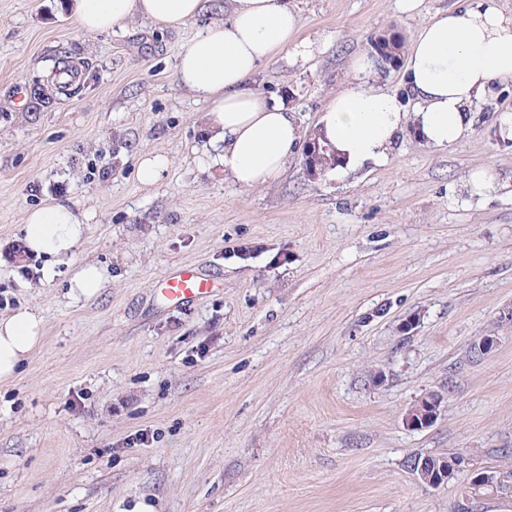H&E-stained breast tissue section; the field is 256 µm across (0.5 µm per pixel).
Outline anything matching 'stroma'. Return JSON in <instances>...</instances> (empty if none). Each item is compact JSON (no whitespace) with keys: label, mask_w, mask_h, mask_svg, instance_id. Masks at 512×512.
Instances as JSON below:
<instances>
[{"label":"stroma","mask_w":512,"mask_h":512,"mask_svg":"<svg viewBox=\"0 0 512 512\" xmlns=\"http://www.w3.org/2000/svg\"><path fill=\"white\" fill-rule=\"evenodd\" d=\"M454 2L288 0L317 54H275L252 85L311 134L371 40L408 44ZM229 4L206 0L175 29L89 33L65 0H0V315L44 319L0 383V512H512V195L450 199L475 168L512 178L496 134L512 85L482 97L447 152L408 134L385 165L316 179L298 153L246 189L201 153L207 106L175 77L181 45ZM66 64L78 95L55 89ZM146 153L171 160L150 186ZM49 202L87 229L48 283L22 224ZM86 261L106 282L71 299ZM185 263L219 280L186 310L155 287ZM431 393L436 422L408 427ZM414 454L466 464L430 487ZM481 471L499 484L473 488Z\"/></svg>","instance_id":"stroma-1"}]
</instances>
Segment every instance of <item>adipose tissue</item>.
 <instances>
[{
	"label": "adipose tissue",
	"instance_id": "1",
	"mask_svg": "<svg viewBox=\"0 0 512 512\" xmlns=\"http://www.w3.org/2000/svg\"><path fill=\"white\" fill-rule=\"evenodd\" d=\"M89 33L116 31L133 17L158 28L184 25L203 0H68ZM300 17L288 0H232L228 20L202 29L178 55L180 86L207 103L210 145H222L224 175L253 188L277 179L301 145V128L285 101L253 89L261 62L289 51L313 59V43L299 39ZM374 65L362 55L351 78L330 100L317 125L336 151V167L354 171L386 162L405 132L443 150L471 134L477 101L512 82V12L501 0H456L419 27L405 51L401 92L376 89ZM86 226L70 207L50 203L23 226L26 251L65 260L75 255ZM39 311L23 307L0 317V381L13 380L42 338Z\"/></svg>",
	"mask_w": 512,
	"mask_h": 512
}]
</instances>
